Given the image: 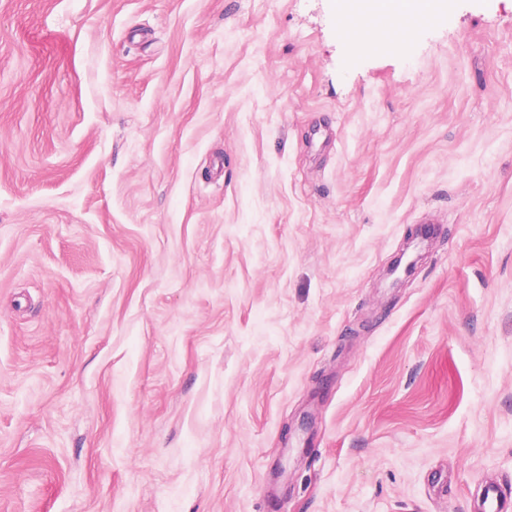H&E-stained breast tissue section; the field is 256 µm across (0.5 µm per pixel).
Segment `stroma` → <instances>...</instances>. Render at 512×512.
Returning a JSON list of instances; mask_svg holds the SVG:
<instances>
[{
  "instance_id": "1",
  "label": "stroma",
  "mask_w": 512,
  "mask_h": 512,
  "mask_svg": "<svg viewBox=\"0 0 512 512\" xmlns=\"http://www.w3.org/2000/svg\"><path fill=\"white\" fill-rule=\"evenodd\" d=\"M489 485L512 512V0L364 50L337 0H0V512ZM419 257L420 254L418 252L414 255H406V252H403L392 262L387 272L392 288H397L405 277L413 272Z\"/></svg>"
}]
</instances>
